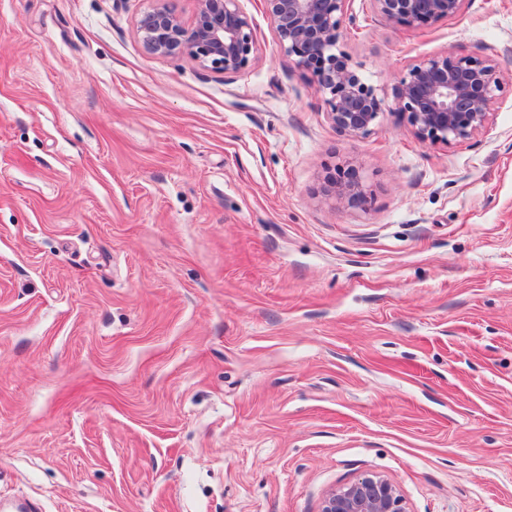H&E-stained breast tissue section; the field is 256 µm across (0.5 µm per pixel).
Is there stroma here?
<instances>
[{
  "label": "stroma",
  "instance_id": "stroma-1",
  "mask_svg": "<svg viewBox=\"0 0 512 512\" xmlns=\"http://www.w3.org/2000/svg\"><path fill=\"white\" fill-rule=\"evenodd\" d=\"M153 0H0V512H512V0L412 30L354 0L385 102L468 47L505 84L451 146L339 132L240 0L227 79L149 54ZM354 165L366 209L328 195ZM321 512H407L397 485L386 476L370 472L333 488L324 496Z\"/></svg>",
  "mask_w": 512,
  "mask_h": 512
}]
</instances>
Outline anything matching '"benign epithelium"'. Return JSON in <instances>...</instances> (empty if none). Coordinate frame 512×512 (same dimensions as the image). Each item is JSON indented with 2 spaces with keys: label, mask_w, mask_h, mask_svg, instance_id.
I'll return each mask as SVG.
<instances>
[{
  "label": "benign epithelium",
  "mask_w": 512,
  "mask_h": 512,
  "mask_svg": "<svg viewBox=\"0 0 512 512\" xmlns=\"http://www.w3.org/2000/svg\"><path fill=\"white\" fill-rule=\"evenodd\" d=\"M351 0H263L280 47L308 73L323 96L326 115L336 130L354 138L367 136L386 110L383 98L364 82L349 55L338 48L344 30L356 27ZM380 17L419 28L462 15L466 0H370ZM136 31L148 53L188 58L201 69L232 78L256 59L251 18L238 0H196L190 22L167 5L153 7L136 20ZM503 90L497 63L461 49L411 65L394 92L398 116L424 142L452 145L488 130L492 105ZM337 198L367 208L371 195L355 167L337 168L328 178ZM321 512H407L397 485L370 472L333 488Z\"/></svg>",
  "instance_id": "benign-epithelium-1"
}]
</instances>
